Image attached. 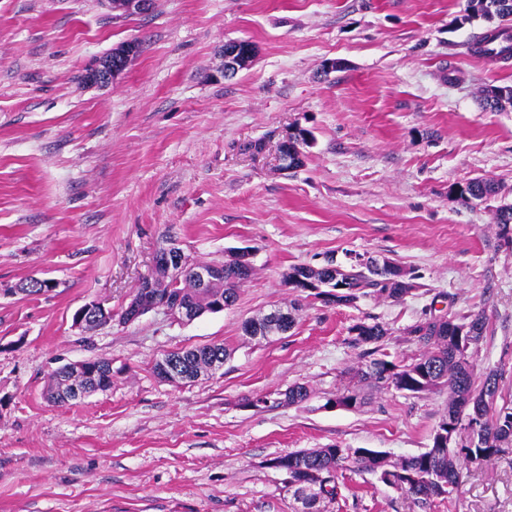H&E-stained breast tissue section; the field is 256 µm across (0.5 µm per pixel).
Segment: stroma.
<instances>
[{
	"label": "stroma",
	"mask_w": 512,
	"mask_h": 512,
	"mask_svg": "<svg viewBox=\"0 0 512 512\" xmlns=\"http://www.w3.org/2000/svg\"><path fill=\"white\" fill-rule=\"evenodd\" d=\"M467 5L153 0L115 16L102 0H0V512H297L272 458L424 451L446 392L326 405L360 361L349 329L368 318L410 358L404 331L428 311L483 313L475 373L500 369L497 404L512 408V246L497 227L512 204V107L479 102L512 85V59L471 53L487 24ZM229 40L256 56L225 78ZM129 42L139 52L112 84L82 82ZM295 127L313 139L303 166L283 171L277 145ZM475 177L498 195L452 194ZM168 238L209 263L250 248L254 274L224 311L119 323ZM350 252L393 260L420 290L327 306L285 281L291 266ZM32 279L54 288L21 292ZM93 301L114 321L75 327ZM293 304L288 333L243 335L245 320ZM214 342L231 352L216 373L179 386L154 376L165 354ZM92 358L111 361V388L47 401L52 369ZM295 383L311 390L304 403L243 405ZM345 482L329 512H512V445L426 511L371 474ZM480 101L486 110H504L512 106V86H491L482 91Z\"/></svg>",
	"instance_id": "obj_1"
}]
</instances>
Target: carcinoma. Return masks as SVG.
<instances>
[{"mask_svg": "<svg viewBox=\"0 0 512 512\" xmlns=\"http://www.w3.org/2000/svg\"><path fill=\"white\" fill-rule=\"evenodd\" d=\"M495 0L469 9L467 19L482 18L494 27L472 46L474 54L492 59H507L512 50V29L502 22L512 17V3L493 6ZM483 108L500 111L512 106V86H492L482 91ZM461 199H484L498 192L496 184L478 177L455 186ZM252 265L233 259L224 261V278L211 288L196 287L190 273L178 282H169L163 291L179 300L180 305L201 314L219 312L232 307L238 299L240 287L251 277ZM286 283L324 304L353 306L366 297L398 302L419 289L415 277L407 276L401 266L388 259L369 257L367 262L342 266L334 257L315 268L305 264L291 267ZM344 290L336 291L337 284ZM466 329L469 343L460 350L454 340L455 330ZM245 335L268 340L288 330V327L262 315L243 323ZM487 332L486 317L470 313L457 318L440 319L431 316L405 330L408 341L420 349L419 357L404 361L388 352L389 328L372 321H360L349 329L348 344L362 349L361 361L352 372L357 385L347 388L336 401L348 410H358L368 403L375 391L390 390L414 397L431 394L444 387L448 389V404L440 413L431 434V446L425 451L388 460L380 451L371 448H343L332 445L309 448L276 457L286 475L288 490L301 504L298 512H324L325 503L341 496L345 487L341 476L346 470L368 473L380 482L410 496L425 508L438 498L450 499L459 483L461 471L469 465L489 462L504 445L512 444V411L497 408L499 374L489 371L481 386L473 379L472 354L476 352ZM230 357L224 344H206L184 348L165 355L154 363L153 372L162 377L161 362L174 361L188 373V381L208 374L213 367L224 364ZM112 386L111 362L103 359L82 363L77 374L67 372V366L56 368L50 374L48 399L66 404L87 393L104 391ZM310 391L303 384H294L278 393V398L249 400L246 405L256 409L272 405H296L306 401Z\"/></svg>", "mask_w": 512, "mask_h": 512, "instance_id": "carcinoma-1", "label": "carcinoma"}]
</instances>
